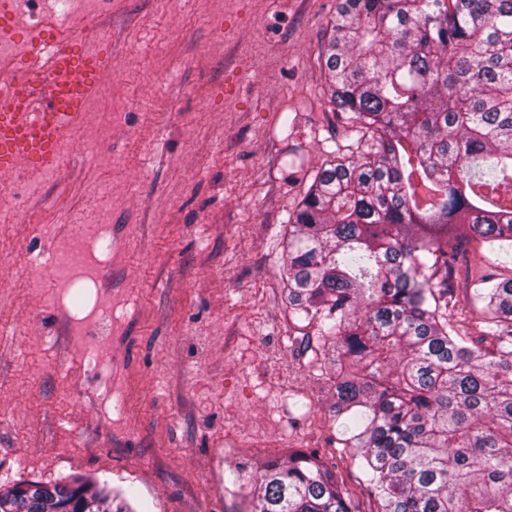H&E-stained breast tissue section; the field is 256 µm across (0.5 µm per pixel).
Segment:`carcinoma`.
Instances as JSON below:
<instances>
[{"instance_id": "obj_1", "label": "carcinoma", "mask_w": 512, "mask_h": 512, "mask_svg": "<svg viewBox=\"0 0 512 512\" xmlns=\"http://www.w3.org/2000/svg\"><path fill=\"white\" fill-rule=\"evenodd\" d=\"M321 71L356 153L288 218L292 315L334 345L341 441L379 512H512V274L458 305L463 241L512 247V0H342ZM249 512H353L314 453L244 474ZM0 512H136L76 478Z\"/></svg>"}]
</instances>
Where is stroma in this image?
<instances>
[{"mask_svg":"<svg viewBox=\"0 0 512 512\" xmlns=\"http://www.w3.org/2000/svg\"><path fill=\"white\" fill-rule=\"evenodd\" d=\"M339 2L112 0L103 38L94 0H43L112 68L57 170L0 182V487L86 478L140 512H245L237 467L314 451L378 512L285 290L288 217L351 143L318 60ZM104 225L99 336L52 258ZM511 262L486 249L461 304Z\"/></svg>","mask_w":512,"mask_h":512,"instance_id":"stroma-1","label":"stroma"}]
</instances>
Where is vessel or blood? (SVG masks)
<instances>
[{
	"instance_id": "1",
	"label": "vessel or blood",
	"mask_w": 512,
	"mask_h": 512,
	"mask_svg": "<svg viewBox=\"0 0 512 512\" xmlns=\"http://www.w3.org/2000/svg\"><path fill=\"white\" fill-rule=\"evenodd\" d=\"M26 54L23 67L0 80L1 177L23 163L40 171L55 169L112 67L111 57L41 30L30 36Z\"/></svg>"
}]
</instances>
